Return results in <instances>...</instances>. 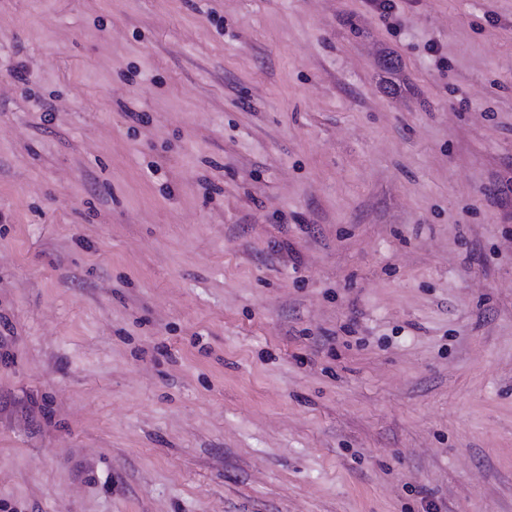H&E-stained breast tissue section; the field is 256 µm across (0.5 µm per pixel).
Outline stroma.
<instances>
[{
    "label": "stroma",
    "mask_w": 512,
    "mask_h": 512,
    "mask_svg": "<svg viewBox=\"0 0 512 512\" xmlns=\"http://www.w3.org/2000/svg\"><path fill=\"white\" fill-rule=\"evenodd\" d=\"M0 512H512V0H0Z\"/></svg>",
    "instance_id": "1"
}]
</instances>
